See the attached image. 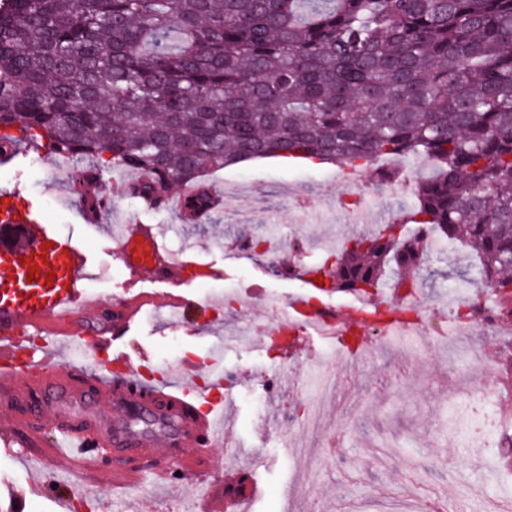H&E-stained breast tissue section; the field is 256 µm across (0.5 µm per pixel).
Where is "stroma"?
Wrapping results in <instances>:
<instances>
[{
	"mask_svg": "<svg viewBox=\"0 0 512 512\" xmlns=\"http://www.w3.org/2000/svg\"><path fill=\"white\" fill-rule=\"evenodd\" d=\"M356 180L351 167L332 163H285L258 159L224 168L211 175L216 193L235 185L255 196L252 210H220L205 224L181 223L177 210H142L122 195L129 173L115 171L104 179L111 207L97 221H87L59 161L38 154L19 142L17 156L0 165V190L13 191L17 206L31 210L57 234L73 237L86 256L85 288L77 322L99 342L89 356L70 361L73 371H95L108 359L123 357L128 366L179 368L190 363L205 373L212 348L207 326L233 333L243 329L242 343L224 353V370L232 381L224 402L233 420L226 440L240 445L236 458L214 449L210 471L185 481L180 493L148 480L129 488L127 512H212L207 498L213 489L245 488L252 512H429L439 492L455 488L446 512L457 504L493 494L512 496V467L501 447L512 438L498 432L489 447H470L460 441L466 412L457 400L461 368L447 353L420 356L416 346L405 350L384 347L372 321L352 326L363 351L349 367H336L334 395L319 399L322 379L310 361L330 356L322 337H295L296 350L285 355L270 338L255 341V326L266 321L272 301L318 302L343 313L348 308L378 310L395 318L404 301L427 310L448 313L465 305L481 306L491 297L482 292L474 256L463 246L428 249L429 261L420 272L421 288L409 297L393 294L395 271H387L377 287L364 294L319 293L303 276L274 273L266 260L239 264L228 251L248 238L296 240L300 249L279 254L284 264L319 265L330 250L313 251L310 240L333 237L344 241L362 235L366 226L399 217L416 204L413 191L378 184L373 167ZM159 230L168 252L193 261L204 277L184 275L178 283L164 282L127 267L118 243L108 229L130 216ZM176 291L189 306L187 317L175 327L158 322L150 309L123 327L114 300L140 293ZM466 333L471 344L483 348L482 362L469 372L474 381L503 377V352L512 350V319L498 330L473 324ZM278 377L277 390L266 391L265 381ZM319 403L321 431L302 434L301 414ZM32 453L0 455V512H8L16 491L29 489ZM112 495L111 479L75 488H57L53 498L34 496L24 512H106Z\"/></svg>",
	"mask_w": 512,
	"mask_h": 512,
	"instance_id": "1",
	"label": "stroma"
}]
</instances>
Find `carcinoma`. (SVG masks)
<instances>
[{
    "label": "carcinoma",
    "mask_w": 512,
    "mask_h": 512,
    "mask_svg": "<svg viewBox=\"0 0 512 512\" xmlns=\"http://www.w3.org/2000/svg\"><path fill=\"white\" fill-rule=\"evenodd\" d=\"M74 165L87 215L102 174L137 170L129 198L194 188L240 160L372 164L422 155L408 221L468 247L512 319V0H0V162L19 139ZM403 223L351 240L325 269L360 293L417 270Z\"/></svg>",
    "instance_id": "cac0c4a2"
}]
</instances>
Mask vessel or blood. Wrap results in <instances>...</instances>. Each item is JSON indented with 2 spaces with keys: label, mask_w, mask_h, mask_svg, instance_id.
I'll return each instance as SVG.
<instances>
[{
  "label": "vessel or blood",
  "mask_w": 512,
  "mask_h": 512,
  "mask_svg": "<svg viewBox=\"0 0 512 512\" xmlns=\"http://www.w3.org/2000/svg\"><path fill=\"white\" fill-rule=\"evenodd\" d=\"M0 221L26 233L22 242L0 243V274L10 288L0 291V403L9 417L0 424V450L16 443L51 460L62 472L88 470L98 452L112 453L124 467L112 475L113 485L127 486L151 477L165 483L210 466L209 451L224 445L223 352L206 382H197L191 367L180 374L157 369L152 376L121 368V380L99 369L93 385L72 380L57 352L43 345L27 354L21 333L64 335L68 350L88 353L93 337L74 322L82 300L79 286L82 257L73 239L49 233L28 212L0 203ZM124 263L154 277L173 280L186 271L170 258L158 231L145 225L127 231L119 243ZM40 276L28 280L30 269ZM54 282H47V274ZM167 306L184 317L181 295L167 292L123 301L125 324H133L143 308ZM52 441H45V434Z\"/></svg>",
  "instance_id": "obj_1"
}]
</instances>
